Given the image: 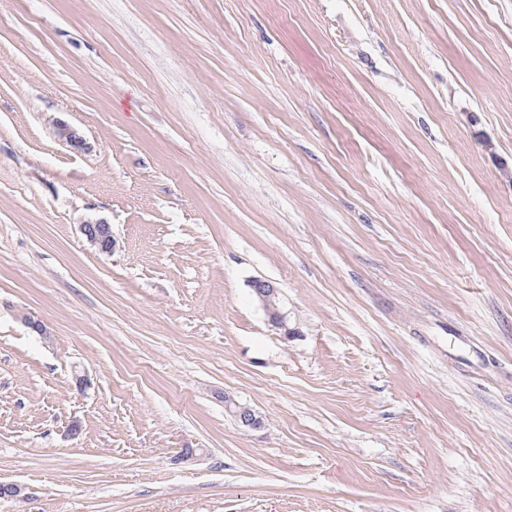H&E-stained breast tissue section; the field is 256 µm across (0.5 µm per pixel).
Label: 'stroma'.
<instances>
[{"instance_id": "35a3bbf8", "label": "stroma", "mask_w": 512, "mask_h": 512, "mask_svg": "<svg viewBox=\"0 0 512 512\" xmlns=\"http://www.w3.org/2000/svg\"><path fill=\"white\" fill-rule=\"evenodd\" d=\"M0 483L512 512V0H0ZM81 231L86 239L97 246L102 252L113 253L115 242L110 224L103 221L88 222L81 225ZM251 287L258 301L267 312L269 320L272 325L278 328L285 329V335H291V332L286 329L284 317L278 310L279 290L274 284L265 280H254ZM224 405L241 426L252 429H256L261 426L259 417L256 416L255 412L250 407L238 403L229 395L225 396Z\"/></svg>"}]
</instances>
